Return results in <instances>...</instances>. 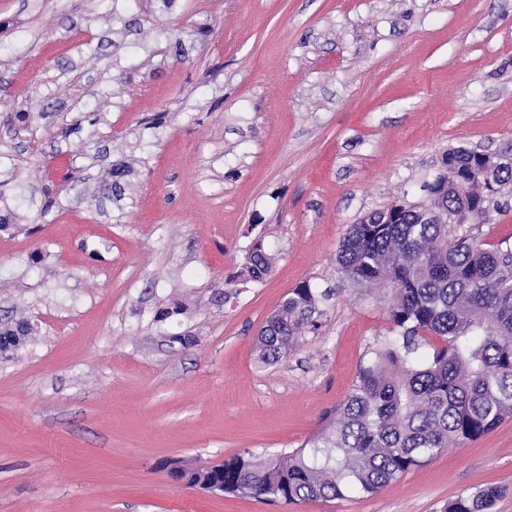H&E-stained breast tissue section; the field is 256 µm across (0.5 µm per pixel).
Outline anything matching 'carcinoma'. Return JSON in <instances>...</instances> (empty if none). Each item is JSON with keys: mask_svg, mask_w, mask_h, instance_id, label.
Listing matches in <instances>:
<instances>
[{"mask_svg": "<svg viewBox=\"0 0 512 512\" xmlns=\"http://www.w3.org/2000/svg\"><path fill=\"white\" fill-rule=\"evenodd\" d=\"M431 193L365 213L336 252L338 271L376 290L389 336L365 354L351 391L298 449L246 451L219 467L176 466L190 484L224 470V492L258 501L307 502L374 494L443 449L474 442L512 418V250L482 237L491 197L512 186V167L458 146L441 157ZM476 214L459 224L463 205ZM274 255L257 242L247 279L261 281ZM330 291L291 289L268 317L258 360L273 364L323 327ZM25 319L0 330V352L21 345ZM502 490L464 492L444 512H494Z\"/></svg>", "mask_w": 512, "mask_h": 512, "instance_id": "carcinoma-1", "label": "carcinoma"}]
</instances>
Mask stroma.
I'll return each mask as SVG.
<instances>
[{
  "label": "stroma",
  "mask_w": 512,
  "mask_h": 512,
  "mask_svg": "<svg viewBox=\"0 0 512 512\" xmlns=\"http://www.w3.org/2000/svg\"><path fill=\"white\" fill-rule=\"evenodd\" d=\"M457 145L512 146V0H0V327L34 328L0 354V512H512V419L328 502L167 467L319 431L389 327L339 243ZM260 234L272 272L233 282ZM304 282L321 333L260 364ZM176 468L181 476L189 483L206 485L212 479H218L220 471L216 466L186 467L177 465ZM498 486L490 485L474 492H464L448 500L444 512H494L496 502L502 495Z\"/></svg>",
  "instance_id": "1"
}]
</instances>
